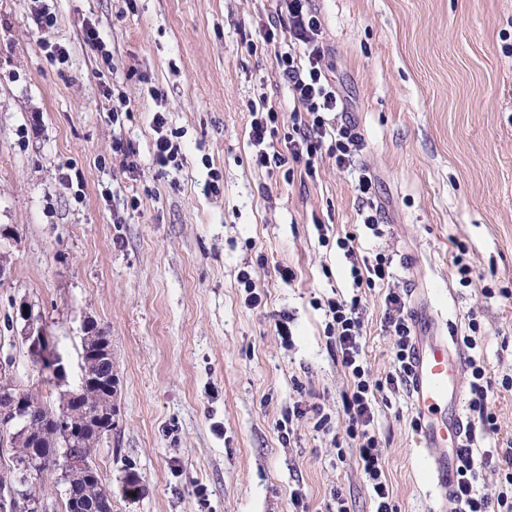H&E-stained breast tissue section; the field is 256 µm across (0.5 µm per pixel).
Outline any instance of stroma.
I'll use <instances>...</instances> for the list:
<instances>
[{
    "label": "stroma",
    "instance_id": "stroma-1",
    "mask_svg": "<svg viewBox=\"0 0 512 512\" xmlns=\"http://www.w3.org/2000/svg\"><path fill=\"white\" fill-rule=\"evenodd\" d=\"M46 3L57 18L47 37L31 0H0V359L54 408L60 390L32 362L19 304L70 388L85 320L111 336L119 385L92 464L112 512H295L296 491L306 512H336L335 488L347 512H373L327 300L360 297L370 381L393 372V340L381 328L388 287L355 288L349 234L357 256L391 259L390 287L429 300L444 334L474 337L498 426L476 438L475 457L512 439V0H312L328 75L365 139L355 169L376 179L375 231L353 171L326 161L289 183L255 163L253 104L288 105L274 47L249 48L277 0ZM89 26L105 52L85 42ZM45 38L66 63L47 57ZM157 112L181 146L164 167L152 160ZM119 137L138 152L126 175ZM297 404L306 416L289 419ZM374 414L396 512H430L408 390L377 392ZM130 470L143 488L132 500ZM18 316L25 322V332L23 339L28 343V350L32 353H37L42 357L50 350V340L46 333L34 325L32 310L25 304H20L18 309Z\"/></svg>",
    "mask_w": 512,
    "mask_h": 512
}]
</instances>
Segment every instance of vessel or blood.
Listing matches in <instances>:
<instances>
[{
    "label": "vessel or blood",
    "mask_w": 512,
    "mask_h": 512,
    "mask_svg": "<svg viewBox=\"0 0 512 512\" xmlns=\"http://www.w3.org/2000/svg\"><path fill=\"white\" fill-rule=\"evenodd\" d=\"M465 359L455 340L439 333L436 320L417 330L409 391L423 457L435 481L436 512H457L453 491L458 454L471 425L457 388Z\"/></svg>",
    "instance_id": "vessel-or-blood-1"
}]
</instances>
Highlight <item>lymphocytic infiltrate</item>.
Masks as SVG:
<instances>
[{
	"label": "lymphocytic infiltrate",
	"mask_w": 512,
	"mask_h": 512,
	"mask_svg": "<svg viewBox=\"0 0 512 512\" xmlns=\"http://www.w3.org/2000/svg\"><path fill=\"white\" fill-rule=\"evenodd\" d=\"M285 13L269 17L260 34L264 45L276 46L279 74L288 88L292 102L290 124L286 133H279L278 111L268 104L252 107L249 136L257 146L256 162L265 168H283L289 164L303 165L307 177H315L317 162L333 160L338 169L350 168L353 158L363 147V138L355 124L333 122V113L344 111L341 95L326 72L322 23L310 6L311 0H281ZM329 318L327 331L334 338L336 357L351 379L352 388L343 398L348 418L347 433L358 443L359 459L374 492L375 512H394L389 501V487L380 464L378 441L372 425L376 391L396 390L409 384L408 360L413 340L402 292L389 290L385 297L383 327L393 338L395 372L384 382L370 383L361 359L359 342L364 320L359 299L326 303ZM467 403L482 433H496L497 417L489 407L492 381L480 363L470 365ZM508 467L505 483L496 496L480 493L475 487L478 466H492L494 461ZM459 480L455 498L459 512H512V441L497 457L475 460L472 448L459 453Z\"/></svg>",
	"instance_id": "lymphocytic-infiltrate-1"
}]
</instances>
